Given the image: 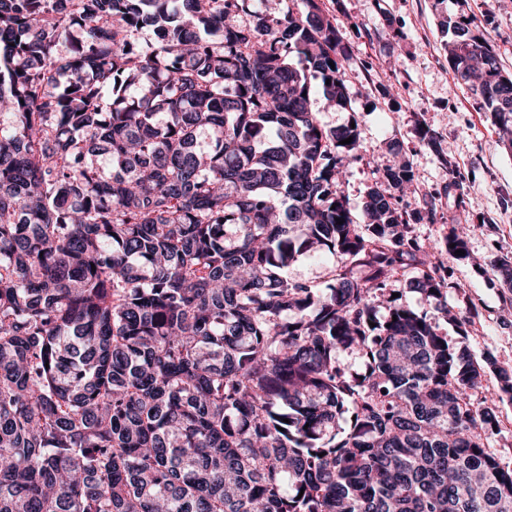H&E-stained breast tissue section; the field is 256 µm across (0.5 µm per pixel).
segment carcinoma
I'll list each match as a JSON object with an SVG mask.
<instances>
[{"label":"carcinoma","mask_w":512,"mask_h":512,"mask_svg":"<svg viewBox=\"0 0 512 512\" xmlns=\"http://www.w3.org/2000/svg\"><path fill=\"white\" fill-rule=\"evenodd\" d=\"M446 49L512 152V74ZM349 57L322 0H0V512H512L494 362L387 292L457 321L438 199L395 145L340 192ZM374 164L364 162L346 164L343 168L341 191L354 215L361 216L366 193L374 183ZM330 263L325 257L318 259L302 257L289 270V276L294 281L312 282L325 285L328 281ZM491 393H499L502 397L498 402L496 414L499 420L500 432L489 439V448L505 463L512 467V395L500 391V382L493 371L487 367L481 385L473 391L475 404L489 397Z\"/></svg>","instance_id":"cac0c4a2"}]
</instances>
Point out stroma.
I'll use <instances>...</instances> for the list:
<instances>
[{
	"instance_id": "35a3bbf8",
	"label": "stroma",
	"mask_w": 512,
	"mask_h": 512,
	"mask_svg": "<svg viewBox=\"0 0 512 512\" xmlns=\"http://www.w3.org/2000/svg\"><path fill=\"white\" fill-rule=\"evenodd\" d=\"M324 9L351 49L346 80L352 111L314 110L328 127L358 123L361 136L377 160L389 143L398 142L413 167L414 181L400 197L410 210L424 194L440 197L438 223L413 230L426 246L444 251L454 226L468 224L470 254L448 260V304H473L471 322L452 324L441 314L432 319L449 344L464 346L476 359L491 357L497 367L512 369V289L506 288L490 262L512 260V154L502 151L494 119L481 109L466 87L454 80L445 44L447 24L458 13L474 18L512 73V0H323ZM430 129L449 149L441 162L419 138ZM456 168L459 186L448 190V170ZM374 182L365 163L345 165L341 191L354 215H361Z\"/></svg>"
}]
</instances>
